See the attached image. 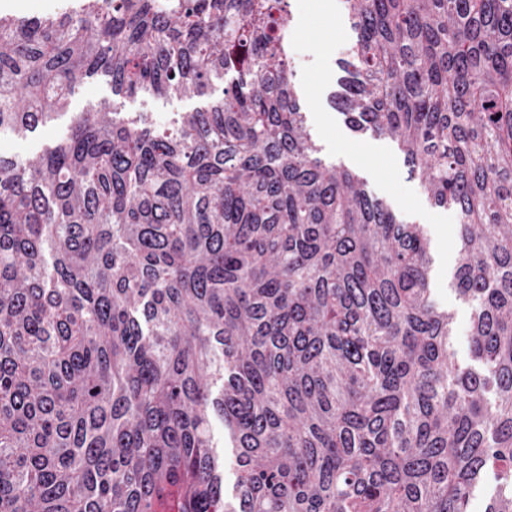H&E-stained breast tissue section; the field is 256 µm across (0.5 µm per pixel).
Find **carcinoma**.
<instances>
[{
    "label": "carcinoma",
    "instance_id": "1",
    "mask_svg": "<svg viewBox=\"0 0 512 512\" xmlns=\"http://www.w3.org/2000/svg\"><path fill=\"white\" fill-rule=\"evenodd\" d=\"M356 136L455 210L472 362L431 242L324 164L290 0L0 12V512H512V0H345ZM234 482L224 484V465ZM102 99H111L115 112H141L154 124L167 122L175 112H192L203 105L199 98L191 96L173 102H164L144 93L135 98L112 96L105 81L88 80L76 89L68 112H83ZM70 115L62 117L54 125L39 128L24 138H17L8 131L0 133V155L18 160L32 158L65 134Z\"/></svg>",
    "mask_w": 512,
    "mask_h": 512
}]
</instances>
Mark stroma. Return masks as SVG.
<instances>
[{
	"label": "stroma",
	"mask_w": 512,
	"mask_h": 512,
	"mask_svg": "<svg viewBox=\"0 0 512 512\" xmlns=\"http://www.w3.org/2000/svg\"><path fill=\"white\" fill-rule=\"evenodd\" d=\"M291 5L294 25L289 33L290 55L295 62L296 78L308 95L307 117L321 156L326 162L356 170L365 179L367 191L382 199L405 223L426 225L434 248L431 286L437 302L455 313L458 335L454 349L458 360H466L471 310L452 288L457 216L453 210L431 205L392 141L367 134L355 136L330 106L328 95L335 81V62L355 41L344 0H291ZM108 98L113 101L114 111L141 112L156 124L167 122L173 113L191 112L202 105L199 98L191 96L173 102L144 93L134 98L116 97L105 81L88 80L77 88L70 109L82 112ZM69 122V117H62L54 125L23 138L1 132L0 155L19 160L34 157L64 135Z\"/></svg>",
	"instance_id": "35a3bbf8"
}]
</instances>
